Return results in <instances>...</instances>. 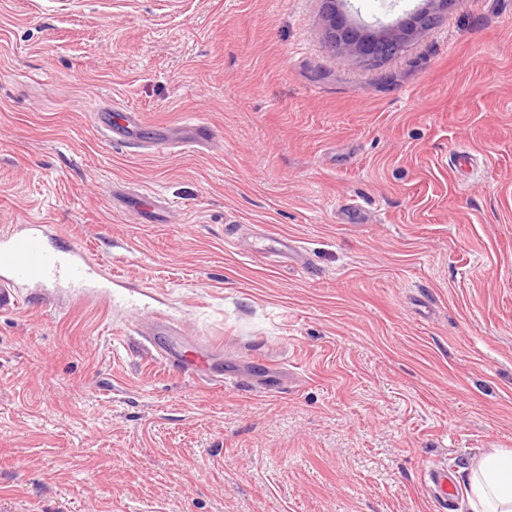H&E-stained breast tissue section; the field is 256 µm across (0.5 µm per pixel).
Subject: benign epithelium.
I'll return each instance as SVG.
<instances>
[{"label": "benign epithelium", "instance_id": "7a95c632", "mask_svg": "<svg viewBox=\"0 0 512 512\" xmlns=\"http://www.w3.org/2000/svg\"><path fill=\"white\" fill-rule=\"evenodd\" d=\"M342 0H325L328 43L356 56L368 65L401 55L415 36L429 30L448 0H424V7L392 27L361 31L339 9Z\"/></svg>", "mask_w": 512, "mask_h": 512}]
</instances>
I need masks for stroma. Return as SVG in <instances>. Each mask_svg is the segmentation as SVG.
<instances>
[{
    "label": "stroma",
    "mask_w": 512,
    "mask_h": 512,
    "mask_svg": "<svg viewBox=\"0 0 512 512\" xmlns=\"http://www.w3.org/2000/svg\"><path fill=\"white\" fill-rule=\"evenodd\" d=\"M325 27L323 0H0V228L112 273L0 312V512H438L445 467L470 512L512 450V0L374 65ZM194 120L209 144H163ZM97 127L102 134L113 142H128L134 128L140 123V117L136 112L120 113L118 120H113L112 110L96 113ZM429 479L436 494H438L441 498H443L445 495L448 496L447 499L442 500L440 503V508L445 509L446 506H448V502L452 501L455 491L451 470H435L430 473Z\"/></svg>",
    "instance_id": "1"
}]
</instances>
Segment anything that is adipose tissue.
<instances>
[{"label": "adipose tissue", "mask_w": 512, "mask_h": 512, "mask_svg": "<svg viewBox=\"0 0 512 512\" xmlns=\"http://www.w3.org/2000/svg\"><path fill=\"white\" fill-rule=\"evenodd\" d=\"M471 512H512V451L477 462L467 492Z\"/></svg>", "instance_id": "obj_1"}]
</instances>
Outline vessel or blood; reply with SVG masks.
<instances>
[{
	"label": "vessel or blood",
	"mask_w": 512,
	"mask_h": 512,
	"mask_svg": "<svg viewBox=\"0 0 512 512\" xmlns=\"http://www.w3.org/2000/svg\"><path fill=\"white\" fill-rule=\"evenodd\" d=\"M97 127L113 142L129 141L140 117L133 112L96 114ZM97 270L77 244L60 245L53 225L27 224L0 232V311L17 309L22 290L83 288Z\"/></svg>",
	"instance_id": "obj_1"
}]
</instances>
